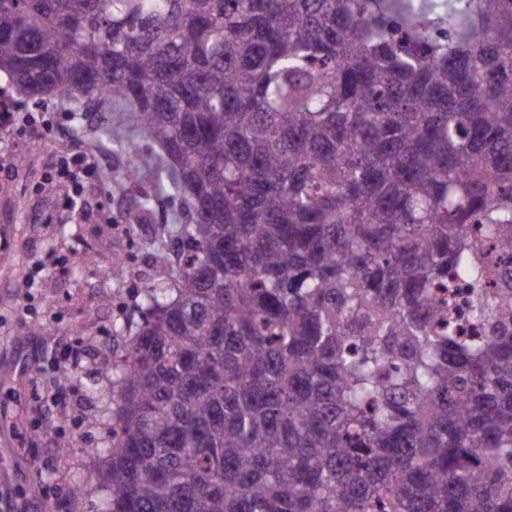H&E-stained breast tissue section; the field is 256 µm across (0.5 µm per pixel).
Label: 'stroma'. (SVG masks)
<instances>
[{
  "mask_svg": "<svg viewBox=\"0 0 512 512\" xmlns=\"http://www.w3.org/2000/svg\"><path fill=\"white\" fill-rule=\"evenodd\" d=\"M0 104L18 121L0 125V512H93L92 480L107 448L110 381L99 361L119 353L122 327L142 288L169 269L175 236H163L177 206L130 205L154 191L149 152L116 154L112 142L136 133L119 112L55 99L38 108L0 82ZM110 138L98 141L101 127ZM83 155L94 167L79 192L55 182L58 156ZM141 177L127 183L130 166ZM116 254L119 278H105ZM76 381L62 380L63 368ZM87 495L74 499V483Z\"/></svg>",
  "mask_w": 512,
  "mask_h": 512,
  "instance_id": "obj_1",
  "label": "stroma"
}]
</instances>
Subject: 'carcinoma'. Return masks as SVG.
<instances>
[{
  "label": "carcinoma",
  "mask_w": 512,
  "mask_h": 512,
  "mask_svg": "<svg viewBox=\"0 0 512 512\" xmlns=\"http://www.w3.org/2000/svg\"><path fill=\"white\" fill-rule=\"evenodd\" d=\"M2 78L186 212L95 512H512V0H0Z\"/></svg>",
  "instance_id": "1"
}]
</instances>
